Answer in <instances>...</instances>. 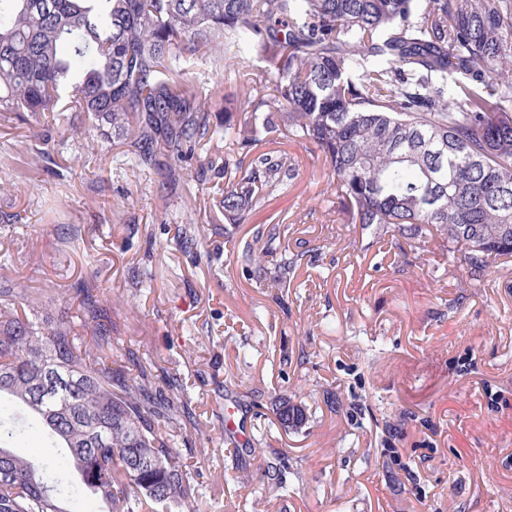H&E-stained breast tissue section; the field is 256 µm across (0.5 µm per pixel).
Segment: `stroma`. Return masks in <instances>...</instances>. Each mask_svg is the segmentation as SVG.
Returning <instances> with one entry per match:
<instances>
[{
    "label": "stroma",
    "instance_id": "obj_1",
    "mask_svg": "<svg viewBox=\"0 0 512 512\" xmlns=\"http://www.w3.org/2000/svg\"><path fill=\"white\" fill-rule=\"evenodd\" d=\"M214 151L198 147L166 190L119 144L0 121V261L23 287L52 285L57 315L76 283L107 287L114 345L179 376L191 512H512V262L476 286L447 251L419 259L398 233L376 243L328 221V166L309 143L287 147L285 194L225 223L212 198L227 176L199 167ZM165 192L182 220L163 216ZM277 218L296 261L285 285L275 260L244 256ZM286 400L301 428L281 425ZM230 406L253 452L226 439Z\"/></svg>",
    "mask_w": 512,
    "mask_h": 512
}]
</instances>
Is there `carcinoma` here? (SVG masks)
Listing matches in <instances>:
<instances>
[{
	"label": "carcinoma",
	"mask_w": 512,
	"mask_h": 512,
	"mask_svg": "<svg viewBox=\"0 0 512 512\" xmlns=\"http://www.w3.org/2000/svg\"><path fill=\"white\" fill-rule=\"evenodd\" d=\"M258 48L268 68L224 93L188 72L213 46L240 72ZM68 98L103 141L142 171L181 179L201 143L229 170L218 206L243 224L288 190L284 150L325 155V192L348 223L397 229L410 249L438 242L478 283L512 258V0H0V121L43 119ZM288 229L259 255H280ZM53 288L0 276V512H175L191 495L176 433L193 418L178 378L112 345V297L73 288L76 315L48 309ZM287 427L305 423L287 402ZM43 443L36 457L14 447Z\"/></svg>",
	"instance_id": "carcinoma-1"
}]
</instances>
